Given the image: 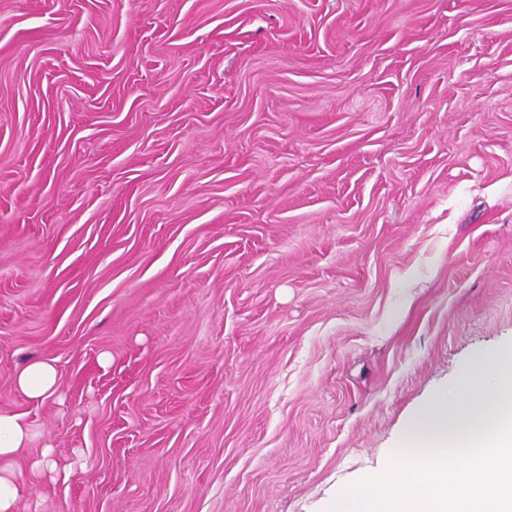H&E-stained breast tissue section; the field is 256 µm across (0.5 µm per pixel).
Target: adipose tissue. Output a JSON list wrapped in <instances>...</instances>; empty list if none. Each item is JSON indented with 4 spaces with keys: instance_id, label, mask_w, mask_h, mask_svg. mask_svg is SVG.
Here are the masks:
<instances>
[{
    "instance_id": "adipose-tissue-1",
    "label": "adipose tissue",
    "mask_w": 512,
    "mask_h": 512,
    "mask_svg": "<svg viewBox=\"0 0 512 512\" xmlns=\"http://www.w3.org/2000/svg\"><path fill=\"white\" fill-rule=\"evenodd\" d=\"M13 385L26 402L40 405L58 399L60 383L55 366L48 360H34L18 368ZM34 435L27 412L0 410V512H15L18 500L55 468L50 454L31 462L26 476L17 467Z\"/></svg>"
}]
</instances>
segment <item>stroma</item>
I'll return each instance as SVG.
<instances>
[{"label": "stroma", "mask_w": 512, "mask_h": 512, "mask_svg": "<svg viewBox=\"0 0 512 512\" xmlns=\"http://www.w3.org/2000/svg\"><path fill=\"white\" fill-rule=\"evenodd\" d=\"M511 344L512 0H0L18 512H326ZM13 385L26 402L41 405L59 397L60 383L52 361L34 360L18 368Z\"/></svg>", "instance_id": "stroma-1"}]
</instances>
